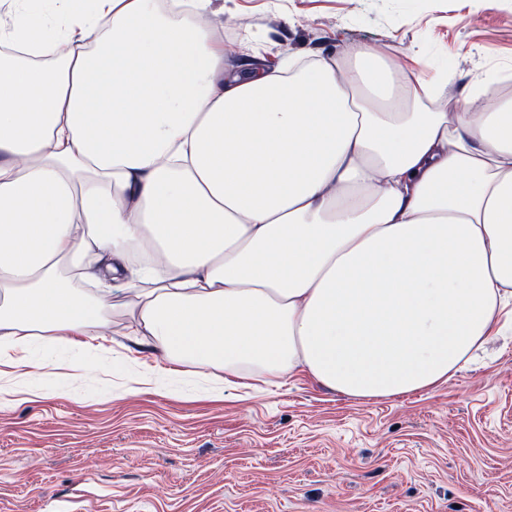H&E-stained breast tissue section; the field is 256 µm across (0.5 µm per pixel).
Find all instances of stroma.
Here are the masks:
<instances>
[{"label": "stroma", "mask_w": 512, "mask_h": 512, "mask_svg": "<svg viewBox=\"0 0 512 512\" xmlns=\"http://www.w3.org/2000/svg\"><path fill=\"white\" fill-rule=\"evenodd\" d=\"M240 58L355 46L428 79L440 104L512 96V0H210ZM496 82H488L489 74ZM41 344L0 394V512H512V337L448 384L358 401L299 372L208 391L128 335Z\"/></svg>", "instance_id": "obj_1"}]
</instances>
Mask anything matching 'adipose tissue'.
I'll return each mask as SVG.
<instances>
[{"label":"adipose tissue","instance_id":"1","mask_svg":"<svg viewBox=\"0 0 512 512\" xmlns=\"http://www.w3.org/2000/svg\"><path fill=\"white\" fill-rule=\"evenodd\" d=\"M0 43V364L112 328L225 378L363 401L448 383L512 325V99L360 46L231 71L158 0H16Z\"/></svg>","mask_w":512,"mask_h":512}]
</instances>
